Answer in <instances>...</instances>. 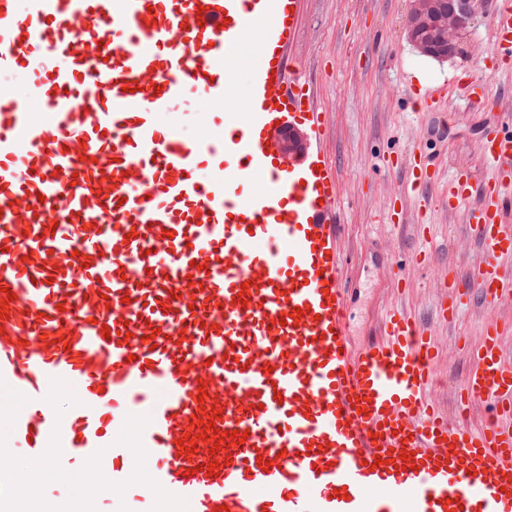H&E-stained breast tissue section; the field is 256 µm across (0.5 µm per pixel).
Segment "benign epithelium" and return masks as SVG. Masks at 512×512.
<instances>
[{
	"mask_svg": "<svg viewBox=\"0 0 512 512\" xmlns=\"http://www.w3.org/2000/svg\"><path fill=\"white\" fill-rule=\"evenodd\" d=\"M474 0H414L408 16L411 40L422 53L439 58L458 54L462 33L470 26Z\"/></svg>",
	"mask_w": 512,
	"mask_h": 512,
	"instance_id": "7a95c632",
	"label": "benign epithelium"
}]
</instances>
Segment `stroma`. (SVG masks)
Segmentation results:
<instances>
[{
	"label": "stroma",
	"mask_w": 512,
	"mask_h": 512,
	"mask_svg": "<svg viewBox=\"0 0 512 512\" xmlns=\"http://www.w3.org/2000/svg\"><path fill=\"white\" fill-rule=\"evenodd\" d=\"M412 0H307L292 51L302 73L331 112L330 152L344 208L343 247L348 260V331L355 346L382 335L390 303L402 301L447 347L438 368L437 399L449 422L460 415L455 391L465 381L470 352L464 336H478L488 313L481 302L463 312L461 329L439 319L448 293L429 272L409 270L410 287L398 295L391 264L426 250L433 264L459 277L485 262L465 210L448 208V173L472 181L485 172L480 141L512 112V69H495L491 54L496 0H486L450 59L422 56L410 43ZM490 89L491 103L481 99ZM434 154L443 165L422 195L412 191L416 158ZM399 168H392V161Z\"/></svg>",
	"instance_id": "obj_1"
}]
</instances>
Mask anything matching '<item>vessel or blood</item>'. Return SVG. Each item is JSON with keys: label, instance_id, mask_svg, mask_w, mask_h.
<instances>
[{"label": "vessel or blood", "instance_id": "obj_1", "mask_svg": "<svg viewBox=\"0 0 512 512\" xmlns=\"http://www.w3.org/2000/svg\"><path fill=\"white\" fill-rule=\"evenodd\" d=\"M305 4L0 0V74L34 75L23 104L0 81V419L25 451L0 450V512L43 502L23 468L63 482L78 456L108 499L173 512H512V133L481 184L448 179L487 261L440 274L439 315L490 311L456 393L488 417L452 425L404 309L348 335L329 115L292 73ZM493 31L511 62L512 0Z\"/></svg>", "mask_w": 512, "mask_h": 512}]
</instances>
